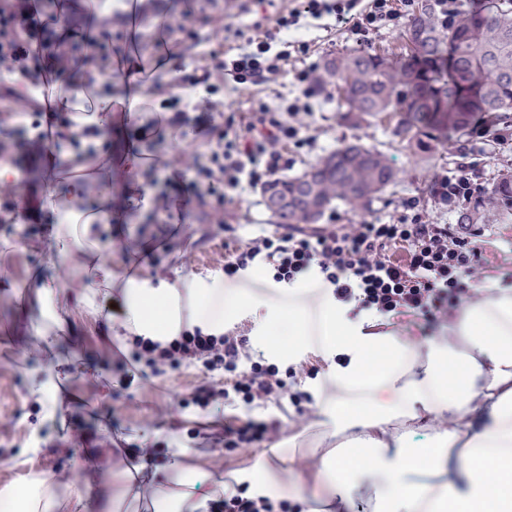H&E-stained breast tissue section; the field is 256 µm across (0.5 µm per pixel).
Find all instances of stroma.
<instances>
[{
    "label": "stroma",
    "instance_id": "obj_1",
    "mask_svg": "<svg viewBox=\"0 0 512 512\" xmlns=\"http://www.w3.org/2000/svg\"><path fill=\"white\" fill-rule=\"evenodd\" d=\"M168 6L172 11L169 21L175 28L186 27L206 37L202 45L194 41L180 45L177 57L165 71L166 80L175 81L199 55L223 50L226 26L269 27L277 12L289 9L291 2L272 0L263 5L259 0H213L208 5L204 0H169ZM288 37L310 42L314 51L308 61L318 67L357 48L339 29L328 31L315 24L290 30ZM160 98L151 87H142L138 95L141 112L132 115L116 106L107 118L112 169L101 172L100 177L111 180L113 199H120L124 188L135 190L143 182L141 174L125 168L129 144L138 142L143 153L156 148V140L140 142L136 136ZM310 103L308 122L317 143L295 165L294 174H302L336 148L350 143L383 153L396 174L394 181L370 201L355 206L333 203L323 223L384 220L399 210L405 198L413 196L427 207L434 222L449 224L452 211L439 209L430 197L436 174L474 165L481 170V183L486 188L500 175L512 174V128L493 129L481 137L471 131L462 137L452 132L445 139L419 146L396 136L395 119H357L342 112L336 98L319 88H312ZM61 192L58 186L24 183L19 198L41 202L40 211L27 223L0 224V487L44 473L58 479L61 492L82 495L86 512H101V501L109 488L94 472L77 470L76 461L99 454L108 457L112 466H130L134 460L129 446L145 442L157 450L152 469L163 474L176 459L183 469L235 478L247 485L260 455L271 456L278 467L294 466L311 446L315 421L310 412L314 403L311 382L305 373H298L290 382L292 389L305 394L300 406L285 401L258 408L240 404L232 409L243 419H279L282 426L273 442L263 441L246 450L205 444L195 437L193 423L202 417L210 422L223 421V405H213L203 414L189 403L195 368L175 367L162 376L148 374L130 381L123 378L116 362H104L101 354L109 346L131 355L133 335L122 326L119 289L101 281L91 288L85 279L89 268L99 264L112 269L121 265L156 281L171 282L186 276L223 279L224 234L220 224L237 225L245 240L279 229L264 206L260 188L245 191L220 212L210 203L200 205L179 228L180 246L161 255L159 264L147 260L137 264L122 253L106 258L100 251L89 249L69 259L71 280L66 284L56 279L52 249L51 203ZM112 219L120 224L124 242L135 241L149 250L167 230L166 224L146 223L144 211L136 206L113 213ZM490 230L492 240L484 247L483 269L474 281L478 288L504 283L506 276H512V214L491 225ZM42 287L53 291L52 317L48 320L42 318L37 305V291ZM40 326L55 330L51 346L40 344L36 332ZM51 356L61 363V384L80 397V404L63 406L57 391L48 403L37 401L34 391L47 379L44 365ZM96 372L103 373L105 384L93 382ZM173 394L179 398L173 414H157L156 402ZM179 448L184 454L178 458L174 452Z\"/></svg>",
    "mask_w": 512,
    "mask_h": 512
}]
</instances>
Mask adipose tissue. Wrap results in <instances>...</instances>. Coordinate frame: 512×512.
Segmentation results:
<instances>
[{"label": "adipose tissue", "instance_id": "adipose-tissue-1", "mask_svg": "<svg viewBox=\"0 0 512 512\" xmlns=\"http://www.w3.org/2000/svg\"><path fill=\"white\" fill-rule=\"evenodd\" d=\"M83 202L74 185L53 207L61 275L69 274L66 258L93 230L80 222ZM105 276L122 281L126 328L154 339L196 326L216 332L241 307H265L261 299L216 282L184 277L155 286L147 277L122 279L111 270ZM206 296L221 299V313L195 309ZM378 321L376 312H353L328 289H289L287 316L259 340L270 353L292 361L308 352L328 360L327 370L313 379V445L323 454L310 476L290 485L259 458L256 494L276 502L288 488L303 512H313L317 485L329 483L330 498L343 503L364 483L377 512H512V285L487 288L479 299L463 303L444 337L411 343L376 332ZM483 413L489 422L482 430H463L464 420ZM420 429L430 432L427 444L414 440ZM453 447L459 450L455 482L419 481L422 471L446 472ZM488 454L497 459L491 476L481 463ZM113 480L105 512H139L145 503L152 512H208L211 501L234 490L210 474H181L162 484L143 463ZM58 505L57 489L44 477L0 488V512H55Z\"/></svg>", "mask_w": 512, "mask_h": 512}]
</instances>
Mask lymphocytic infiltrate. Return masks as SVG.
Returning a JSON list of instances; mask_svg holds the SVG:
<instances>
[{
  "instance_id": "lymphocytic-infiltrate-1",
  "label": "lymphocytic infiltrate",
  "mask_w": 512,
  "mask_h": 512,
  "mask_svg": "<svg viewBox=\"0 0 512 512\" xmlns=\"http://www.w3.org/2000/svg\"><path fill=\"white\" fill-rule=\"evenodd\" d=\"M73 0H54L55 8L44 13L42 0H9L0 6V73L15 76L12 85L0 89V113L18 119L16 105L26 100L25 112L36 118L32 143L42 148L47 162L42 175L45 185L63 179L80 184L95 181L102 167L111 164V153L102 146L104 134L99 116L112 109L111 92L103 91L96 77H89L82 95L70 93L63 84L60 53L69 52L82 65L103 63L108 78L121 80L125 96H133L142 84H163V70L171 55L168 28L155 39L157 55L152 65L134 63L118 68L119 52L103 27L83 26L80 16L97 17L102 0H87L82 15H75ZM414 0H299L288 12L279 14L272 27L255 35L237 29L234 43L224 54L201 56L191 72L182 75L159 106L160 114L140 130L141 137L169 128L179 137L202 140L190 170L176 169L172 181L188 182L179 199L167 209L185 211L203 199H212L216 209L233 204L244 188H254L292 169L314 140L304 135L296 121L310 113L311 105L301 99L273 105L257 98L250 111L225 113L216 120L212 95L220 88L248 89L292 73L295 83L310 84L315 72L307 65L289 70L291 57H304L310 46L284 38L285 30L311 18L334 19L349 38L366 44L371 34L395 27L412 10ZM193 93L192 107L199 117L186 127L183 112L177 111L182 90ZM477 173L460 167L452 174L434 177L431 195L440 207L468 201L478 189ZM482 229L461 233L456 225L431 222L418 199L401 204L399 214L386 222L325 224L312 231L292 226L273 235L260 234L241 242L232 225H225L224 276L233 280L248 269L263 268L277 283H290L309 271H317L333 288L340 301L361 310L375 311L381 318L378 331L403 322L431 329L447 323L449 316L466 300L477 298L472 281L483 267ZM134 363L149 368L153 375L182 364L200 367L202 375L191 395L201 406L222 401L259 406L289 397L300 404L301 393L289 392L287 377L293 369L253 362L240 370L248 340L232 331L221 334L201 328L183 331L169 341L134 339ZM223 372V384L214 373ZM277 420L254 421L233 417L224 422L225 447L245 449L272 440L280 431ZM210 512H288L287 502L249 494L237 486L210 504Z\"/></svg>"
}]
</instances>
